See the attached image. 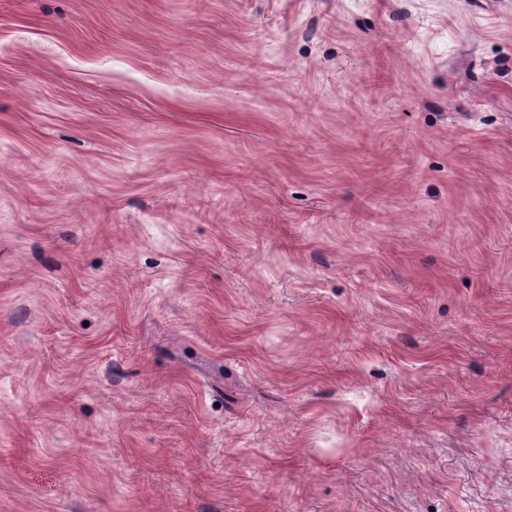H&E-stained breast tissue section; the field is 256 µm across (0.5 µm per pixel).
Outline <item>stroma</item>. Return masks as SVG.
Here are the masks:
<instances>
[{
	"label": "stroma",
	"instance_id": "obj_1",
	"mask_svg": "<svg viewBox=\"0 0 512 512\" xmlns=\"http://www.w3.org/2000/svg\"><path fill=\"white\" fill-rule=\"evenodd\" d=\"M0 512H512V0H0Z\"/></svg>",
	"mask_w": 512,
	"mask_h": 512
}]
</instances>
